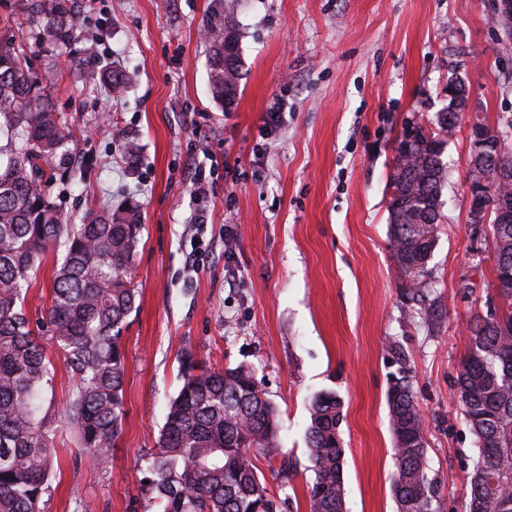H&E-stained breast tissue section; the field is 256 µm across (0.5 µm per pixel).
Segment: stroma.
<instances>
[{
	"label": "stroma",
	"mask_w": 512,
	"mask_h": 512,
	"mask_svg": "<svg viewBox=\"0 0 512 512\" xmlns=\"http://www.w3.org/2000/svg\"><path fill=\"white\" fill-rule=\"evenodd\" d=\"M212 3L76 0L78 34L54 44L22 0H0V36L24 49L72 133L50 200L70 224L129 200L142 226L122 433L108 466L78 456L62 420L77 379L52 353L45 400L60 417L58 451L41 512H149L139 462L157 447L184 354L255 369L280 414L290 481L265 459L257 466L287 512L308 510L305 429L321 389L344 403L345 512H396L387 392L407 374L442 512H460L476 449L452 385L470 322L494 296L490 234L469 222L466 128L443 153L448 182L426 272L432 327L393 258L387 185L404 128L434 120L449 79L465 82L489 120L512 114V39L498 0H224L243 62L228 109L208 88L201 29ZM106 64L128 76L121 97L97 76ZM277 101L283 122L261 138ZM214 164L231 174L197 199L191 174ZM202 210L213 249L190 267Z\"/></svg>",
	"instance_id": "obj_1"
}]
</instances>
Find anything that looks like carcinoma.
<instances>
[{
  "label": "carcinoma",
  "instance_id": "obj_1",
  "mask_svg": "<svg viewBox=\"0 0 512 512\" xmlns=\"http://www.w3.org/2000/svg\"><path fill=\"white\" fill-rule=\"evenodd\" d=\"M45 35L58 43L76 35L70 0H31ZM210 48L213 97L232 103L241 60L231 17L212 13L203 27ZM118 97L127 76L99 70ZM406 129L396 147L389 207L390 246L411 295L428 296L423 273L436 247L441 196L448 170L443 142L431 149L408 145ZM0 512H39L50 488L57 427L44 408L53 362L39 341L54 346L77 377L66 419L79 452L99 465L112 457L125 417L122 387L127 371L123 335L137 309L131 279L140 243L136 207L87 210L67 224L47 200L45 178L68 139L44 88L30 73L20 48L0 37ZM494 280L512 271V224L490 225ZM53 297L41 318L25 300L47 255L58 246ZM497 294L509 306L476 321L470 348L454 382V398L474 435L477 459L461 512H512V288ZM182 387L170 402L158 448L143 459L144 479L156 512H281L260 479L259 454L278 450L279 414L260 389L254 369L239 364L212 369L185 356ZM396 470L398 512H440L419 405L401 377L387 394ZM306 444L314 479L307 486L309 512H344L345 448L342 402L321 390L309 402Z\"/></svg>",
  "mask_w": 512,
  "mask_h": 512
}]
</instances>
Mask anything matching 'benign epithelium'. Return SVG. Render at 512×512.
Returning <instances> with one entry per match:
<instances>
[{"label":"benign epithelium","mask_w":512,"mask_h":512,"mask_svg":"<svg viewBox=\"0 0 512 512\" xmlns=\"http://www.w3.org/2000/svg\"><path fill=\"white\" fill-rule=\"evenodd\" d=\"M448 97L454 98V105L465 112L469 160L472 162L482 161L488 165L485 177L468 180L467 197L470 223L488 224L494 218L496 223L504 224L509 220V214L512 213V203L503 201L496 207L492 199L494 187L508 174V167L498 162L504 148V134L490 133L487 127L476 119L478 108L470 102L468 96L456 97V88L451 83L448 84Z\"/></svg>","instance_id":"1"}]
</instances>
